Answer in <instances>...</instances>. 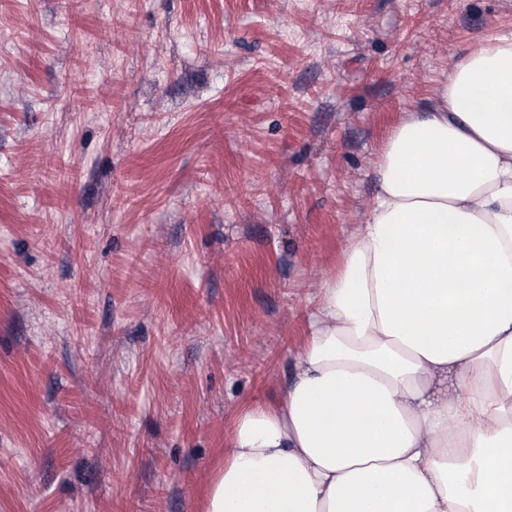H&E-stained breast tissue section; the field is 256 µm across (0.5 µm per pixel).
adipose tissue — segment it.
<instances>
[{"mask_svg": "<svg viewBox=\"0 0 512 512\" xmlns=\"http://www.w3.org/2000/svg\"><path fill=\"white\" fill-rule=\"evenodd\" d=\"M206 512H512V37L452 58Z\"/></svg>", "mask_w": 512, "mask_h": 512, "instance_id": "adipose-tissue-1", "label": "adipose tissue"}]
</instances>
